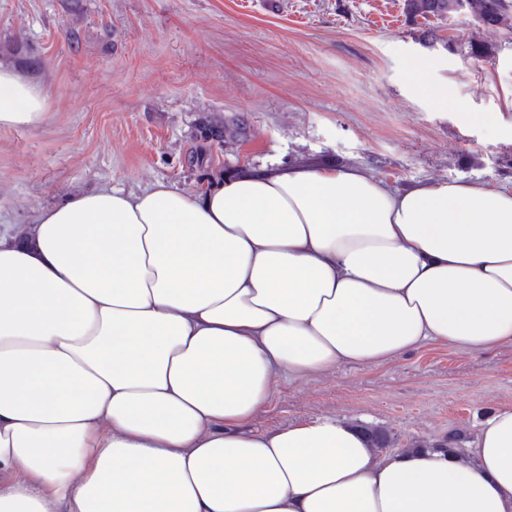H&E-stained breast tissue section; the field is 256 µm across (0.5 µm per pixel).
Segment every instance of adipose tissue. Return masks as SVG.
<instances>
[{
	"label": "adipose tissue",
	"mask_w": 512,
	"mask_h": 512,
	"mask_svg": "<svg viewBox=\"0 0 512 512\" xmlns=\"http://www.w3.org/2000/svg\"><path fill=\"white\" fill-rule=\"evenodd\" d=\"M48 95L0 64V129ZM512 344V189L239 167L101 186L0 230V512H512V405L377 456L280 377Z\"/></svg>",
	"instance_id": "1"
}]
</instances>
